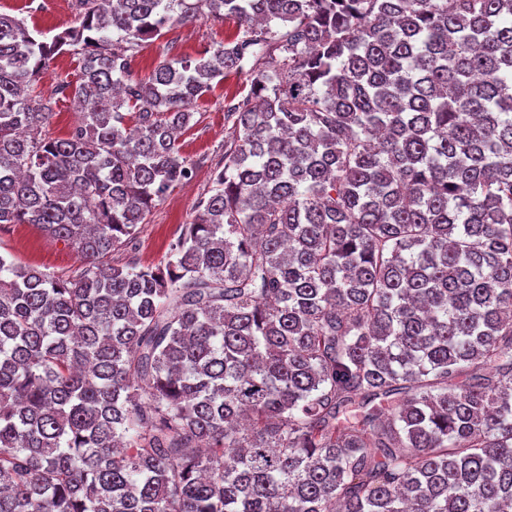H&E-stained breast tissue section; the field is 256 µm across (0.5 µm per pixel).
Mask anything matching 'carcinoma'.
<instances>
[{
    "instance_id": "cac0c4a2",
    "label": "carcinoma",
    "mask_w": 512,
    "mask_h": 512,
    "mask_svg": "<svg viewBox=\"0 0 512 512\" xmlns=\"http://www.w3.org/2000/svg\"><path fill=\"white\" fill-rule=\"evenodd\" d=\"M0 14V512L512 509V0H74ZM236 35L136 79L143 41ZM79 56V123L38 79ZM230 73L210 195L155 266L116 264L194 164ZM74 0H0V13L24 19L28 29L50 40L53 35L73 25ZM53 115L48 127L52 137H66L71 128L78 121V114L74 109L72 99H60L53 105ZM0 252L11 255L23 266L57 276L73 275L81 267L73 249L47 237L35 224H3L0 228Z\"/></svg>"
}]
</instances>
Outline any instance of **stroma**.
<instances>
[{
    "mask_svg": "<svg viewBox=\"0 0 512 512\" xmlns=\"http://www.w3.org/2000/svg\"><path fill=\"white\" fill-rule=\"evenodd\" d=\"M0 13L25 20L28 29L44 40L51 39L75 21L73 0H0ZM237 30L236 19L230 17L175 26L162 37L141 46L133 64L134 75L144 79L160 63L196 57L224 42ZM250 90V81L245 75L230 74L197 101L194 106L196 123L180 139L184 155L194 163L191 178L170 188L157 201L147 224L140 229L135 251L129 256L115 253L114 261L122 263L130 257L140 265H156L165 260L170 243L180 235L184 224L192 221L197 201L211 187L212 166L224 151L228 132L224 105L230 100L248 97ZM0 252L11 255L21 265L63 277L75 274L81 266L73 249L47 237L34 224L0 226Z\"/></svg>",
    "mask_w": 512,
    "mask_h": 512,
    "instance_id": "stroma-1",
    "label": "stroma"
}]
</instances>
